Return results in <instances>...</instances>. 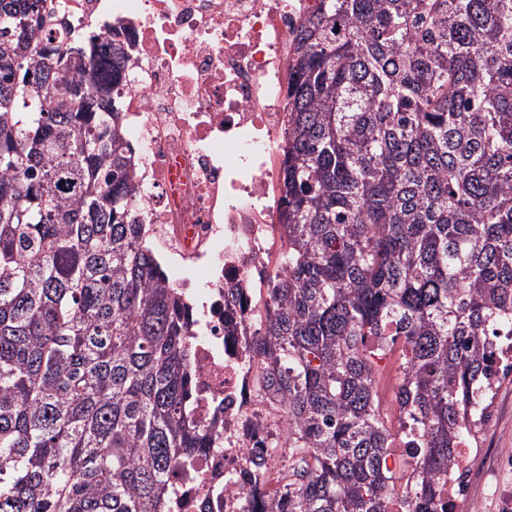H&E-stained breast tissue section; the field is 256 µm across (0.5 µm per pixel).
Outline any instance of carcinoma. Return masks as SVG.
<instances>
[{"instance_id": "obj_1", "label": "carcinoma", "mask_w": 512, "mask_h": 512, "mask_svg": "<svg viewBox=\"0 0 512 512\" xmlns=\"http://www.w3.org/2000/svg\"><path fill=\"white\" fill-rule=\"evenodd\" d=\"M124 55L0 0V512H167V472L222 437L189 411L188 306L137 223ZM286 92L287 251L248 356L288 492L252 512H440L512 336V0H316ZM398 337L401 435L378 391Z\"/></svg>"}]
</instances>
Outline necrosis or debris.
Instances as JSON below:
<instances>
[{
	"label": "necrosis or debris",
	"mask_w": 512,
	"mask_h": 512,
	"mask_svg": "<svg viewBox=\"0 0 512 512\" xmlns=\"http://www.w3.org/2000/svg\"><path fill=\"white\" fill-rule=\"evenodd\" d=\"M73 26L97 22L127 46L124 136L134 151L136 209L166 280L189 304L192 416L224 431L170 470L174 512H246L273 497L283 420L255 384L247 337L224 331L257 302L272 270L274 182L288 123L289 41L310 0H60ZM264 467L250 483V462Z\"/></svg>",
	"instance_id": "obj_1"
}]
</instances>
